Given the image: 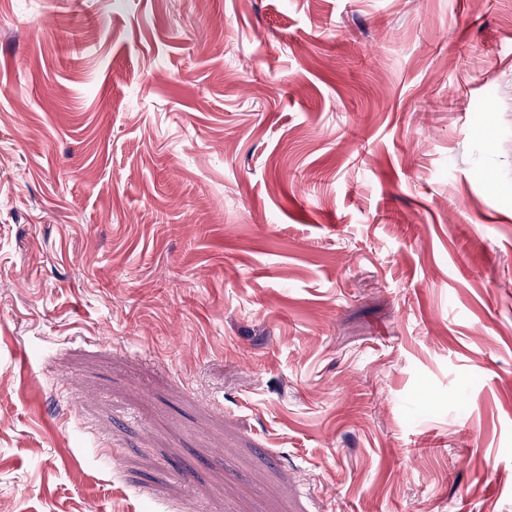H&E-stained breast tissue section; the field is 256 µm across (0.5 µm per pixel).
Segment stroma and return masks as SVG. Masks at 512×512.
<instances>
[{
    "label": "stroma",
    "instance_id": "35a3bbf8",
    "mask_svg": "<svg viewBox=\"0 0 512 512\" xmlns=\"http://www.w3.org/2000/svg\"><path fill=\"white\" fill-rule=\"evenodd\" d=\"M512 512V0H0V512Z\"/></svg>",
    "mask_w": 512,
    "mask_h": 512
}]
</instances>
